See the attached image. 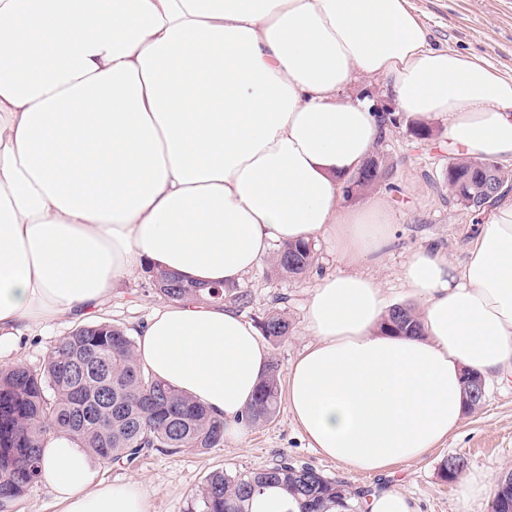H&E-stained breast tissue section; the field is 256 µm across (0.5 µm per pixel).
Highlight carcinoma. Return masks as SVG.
<instances>
[{
    "mask_svg": "<svg viewBox=\"0 0 512 512\" xmlns=\"http://www.w3.org/2000/svg\"><path fill=\"white\" fill-rule=\"evenodd\" d=\"M368 164L376 174L358 172L345 190L350 198L391 176L384 155ZM512 175L493 161L459 158L448 166V193L473 213ZM309 242L279 247L272 262L282 278L300 276L315 264ZM162 279L174 286L156 294L169 302L187 298L245 307L249 293L224 285L183 283L166 271ZM262 335L273 341L288 336L285 313L271 310L258 322ZM385 328L406 336L421 335L408 308L390 309ZM280 364L271 357L254 398L241 415L250 428L276 419L280 410ZM55 433L69 435L105 464L131 465L153 453L173 455L185 450L206 453L224 446V420L207 407L146 371L135 357V340L118 324H77L48 352L43 365L22 363L0 367V512H16L19 501L38 483L42 448ZM277 489L292 504V512H364L368 487H355L342 477L283 456L250 471L209 473L192 494L187 512H252L251 504Z\"/></svg>",
    "mask_w": 512,
    "mask_h": 512,
    "instance_id": "carcinoma-1",
    "label": "carcinoma"
}]
</instances>
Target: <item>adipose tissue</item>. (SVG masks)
I'll return each instance as SVG.
<instances>
[{
  "instance_id": "ef3b65f1",
  "label": "adipose tissue",
  "mask_w": 512,
  "mask_h": 512,
  "mask_svg": "<svg viewBox=\"0 0 512 512\" xmlns=\"http://www.w3.org/2000/svg\"><path fill=\"white\" fill-rule=\"evenodd\" d=\"M411 122L444 120L455 154L512 165V76L428 44L409 0H0V344L99 317L158 267L232 285L273 244L332 241L343 272L306 310L288 411L311 447L386 473L455 433L464 371L512 376V193L494 194L462 261L434 245L403 280L422 333L382 332L395 219L342 202L390 129L354 73ZM135 356L237 432L269 361L230 307L153 311ZM40 483L61 512H150L138 482L99 480L51 435ZM372 93L373 95L382 97L383 82L380 79L371 78L366 75L356 74L351 85L343 93L344 97H355L359 93Z\"/></svg>"
}]
</instances>
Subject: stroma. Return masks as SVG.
Here are the masks:
<instances>
[{
	"mask_svg": "<svg viewBox=\"0 0 512 512\" xmlns=\"http://www.w3.org/2000/svg\"><path fill=\"white\" fill-rule=\"evenodd\" d=\"M418 18L429 32L436 48H452L481 58L512 75V0H410ZM444 121L431 123L432 139L412 141L407 124L391 128L379 150L394 165L388 183L373 188L393 212L397 238L382 270L364 264L361 274L376 275L384 287L401 294L404 263L412 251L433 242L453 260H463L472 238V213L448 196L445 183L448 163L454 158L443 129ZM317 263L298 278H280L271 272V259L246 275L242 288L251 301L241 309V317L257 324L272 309L283 310L290 323L288 336L271 344L281 370L310 341L305 331V311L318 278L339 271L332 245L315 243ZM161 299L154 291L148 272L135 274L115 289L104 311L105 320L128 326L145 322ZM72 318L53 322L37 336L18 340L0 354L4 364L22 362L37 368L49 349L74 327ZM456 454L466 461L467 472H486L493 476L512 471V380L489 382L485 397L476 410L466 412L454 437L430 449L419 459L397 465L385 475L351 472L309 448L288 410H280L276 420L258 428H247L224 437V445L199 454L184 451L174 455L153 454L134 465H99L98 475L120 485L129 480L141 483L151 505L150 512H183L193 491L213 470L246 471L275 462L280 456L310 465L329 476H340L353 486L395 487L414 501L417 512H491V498L464 501L459 482L443 481L438 467L443 458Z\"/></svg>",
	"mask_w": 512,
	"mask_h": 512,
	"instance_id": "1",
	"label": "stroma"
}]
</instances>
